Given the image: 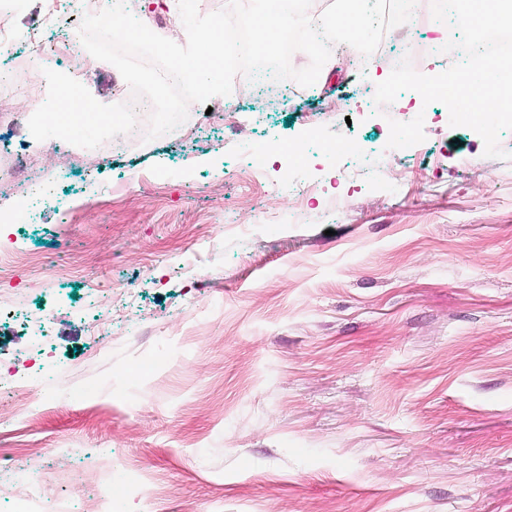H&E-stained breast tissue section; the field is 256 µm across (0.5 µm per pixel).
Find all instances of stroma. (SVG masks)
I'll use <instances>...</instances> for the list:
<instances>
[{
	"label": "stroma",
	"mask_w": 512,
	"mask_h": 512,
	"mask_svg": "<svg viewBox=\"0 0 512 512\" xmlns=\"http://www.w3.org/2000/svg\"><path fill=\"white\" fill-rule=\"evenodd\" d=\"M136 8L186 44L173 0ZM407 27L427 50L415 71L453 64L434 47L442 22ZM399 51L384 43L358 68L334 45L308 87L237 75L231 95L190 104V125L112 157L91 155L94 136L54 150L29 128L61 80L10 96L0 141L60 175L68 210L25 219L27 197L0 198L18 215L0 243L53 257L68 240L52 349L88 371L38 380L27 429L8 386L38 367L22 323L40 302L0 311V432L39 448L0 455V473L32 465L42 502L63 503L70 476L55 464L73 446L90 488L118 483L108 512H159L162 491L168 512H512V130L508 159L488 158L442 103L377 110ZM89 72L84 96L120 111L131 89L117 68ZM419 115L424 141L388 148L389 120ZM311 125L319 143L364 145L365 173L346 182L307 151L250 177L251 154ZM84 245L99 263L83 265ZM112 282L129 288L112 309L128 345L88 333L81 298Z\"/></svg>",
	"instance_id": "35a3bbf8"
}]
</instances>
